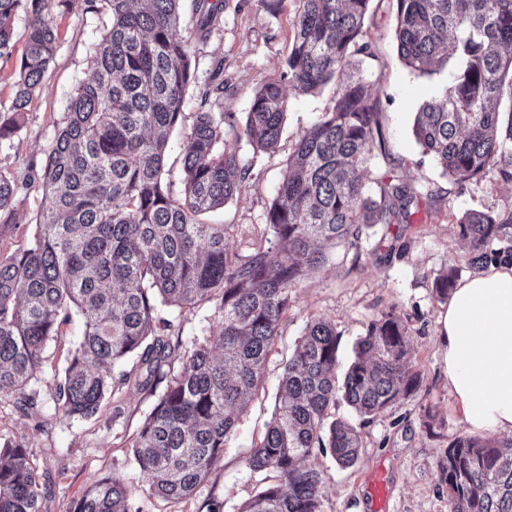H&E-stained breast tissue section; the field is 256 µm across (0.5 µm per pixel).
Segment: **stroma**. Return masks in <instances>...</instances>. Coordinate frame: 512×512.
<instances>
[{"instance_id": "stroma-1", "label": "stroma", "mask_w": 512, "mask_h": 512, "mask_svg": "<svg viewBox=\"0 0 512 512\" xmlns=\"http://www.w3.org/2000/svg\"><path fill=\"white\" fill-rule=\"evenodd\" d=\"M296 5L297 0H284L282 11L274 16L257 0H226L221 28L195 48L199 78L207 77L213 60L223 61L228 83L224 109L235 113L239 122L261 81L279 77L285 67ZM59 24L60 49L46 88L33 100L10 147L0 149V168L18 179L45 159L71 93L90 75L88 58L105 20L77 9ZM395 27L396 0H373L363 31L374 56L363 60L361 68L381 100L378 121L386 151L373 154L363 170V180L369 184L392 172L417 185L422 196L409 221L368 228L359 248H328V263L293 291L292 305L268 355L262 386L239 416L221 463L200 485L195 498L184 502L154 496L131 461L132 438L149 414L153 396L129 384L107 397L92 418L68 419L58 414L57 385L83 330L80 317H72L47 349L48 360L37 385V407L24 414L13 403L0 402V439L16 440L33 451L42 512H68L71 502L93 479L115 472L131 486L142 512H197L201 500L211 496L223 499L224 512H237L260 486V477L248 469L246 458L272 419L281 372L307 324L323 319L335 325L339 363L344 366L368 323L390 310L407 328L410 361L421 376L418 392L367 423L347 405H338L337 418L360 428L363 448L358 462L343 469L330 454L317 451L307 464L324 474V512H374L369 479L378 470L386 478L387 512H448L442 466L449 443L464 435L465 428L461 410L448 393L439 323L446 304L437 298L434 282L451 267L457 268L459 278L473 275L466 261L467 245L458 235V219L468 210H490L501 218L511 217L512 180L492 173L460 185L443 175L431 155L424 153L413 135L414 117L435 85L449 74L443 71L429 76L407 67L398 53ZM335 95L332 83L306 95L286 89L285 126L274 154L254 152L241 125L227 131V144L236 147L256 173L238 196L209 218L210 223L227 225L229 253L245 251L256 241L265 208L281 182L296 141ZM43 216L41 189L20 190L13 220L0 230V249L10 251L26 244ZM159 313L173 320L186 345L217 328L210 303L182 314L163 306ZM428 408L436 413L430 429L424 424Z\"/></svg>"}]
</instances>
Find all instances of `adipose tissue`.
<instances>
[{
	"mask_svg": "<svg viewBox=\"0 0 512 512\" xmlns=\"http://www.w3.org/2000/svg\"><path fill=\"white\" fill-rule=\"evenodd\" d=\"M448 392L473 433L512 435V263L460 281L442 319Z\"/></svg>",
	"mask_w": 512,
	"mask_h": 512,
	"instance_id": "ef3b65f1",
	"label": "adipose tissue"
}]
</instances>
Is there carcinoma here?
Masks as SVG:
<instances>
[{"instance_id": "carcinoma-1", "label": "carcinoma", "mask_w": 512, "mask_h": 512, "mask_svg": "<svg viewBox=\"0 0 512 512\" xmlns=\"http://www.w3.org/2000/svg\"><path fill=\"white\" fill-rule=\"evenodd\" d=\"M226 0H195L199 22L180 27L181 0H0V60L14 55V24L26 41L10 74L9 105H0V147L8 146L45 86L59 49L58 19L74 8L106 11L109 25L89 57L90 78L72 93L52 149L29 185L47 201L43 221L25 245L0 252V399L36 406L35 386L48 343L72 314L84 331L57 385L64 418H91L115 384L134 382L155 403L131 445L134 464L163 500L190 499L224 457L246 399L260 384L291 292L326 261L317 243L359 247L363 227L400 223L418 191L383 174L370 191L360 170L385 151L379 97L358 68L373 56L363 28L371 0H298L286 69L264 80L245 118L254 150L276 151L286 118L284 84L313 93L331 80V106L302 132L264 212L259 240L242 254L225 245L226 224L205 215L240 194L253 164L226 144L236 116L224 111V67L198 82L194 43L207 38ZM396 41L405 65L442 84L416 113L414 135L443 173L460 183L498 171L512 179V0H396ZM199 111L181 112L189 86ZM187 125L184 193L164 179L165 132ZM17 180L0 171V217L12 220ZM459 236L469 264L512 257V235L490 211H467ZM500 247L493 249L490 242ZM455 270L434 283L450 295ZM214 304L218 329L190 346L171 341L173 322L158 305L184 313ZM339 337L332 323L311 321L282 372L275 417L246 459L274 476L239 512H323V473L305 466L329 449L344 468L359 460L358 429L335 418L344 401L369 420L417 392L410 338L394 312L372 320L354 358L336 376ZM137 356L146 374H114ZM180 368H174L175 362ZM163 389H158V386ZM448 512H512V438L463 435L448 444L443 470ZM132 494L114 472L93 481L69 512H133ZM0 512H42L32 452L0 443Z\"/></svg>"}]
</instances>
